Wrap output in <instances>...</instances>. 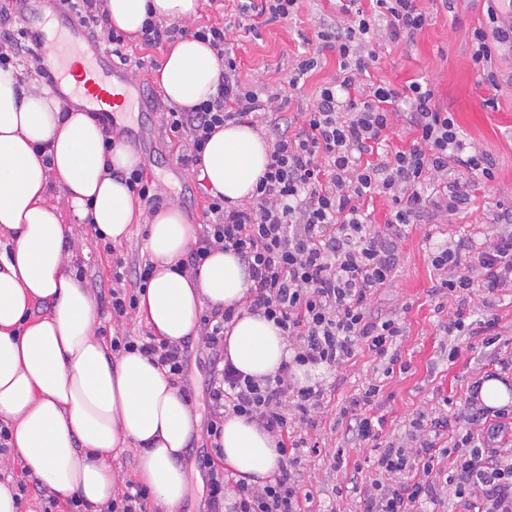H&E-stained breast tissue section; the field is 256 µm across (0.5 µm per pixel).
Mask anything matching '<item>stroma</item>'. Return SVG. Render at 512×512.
Wrapping results in <instances>:
<instances>
[{
  "label": "stroma",
  "instance_id": "obj_1",
  "mask_svg": "<svg viewBox=\"0 0 512 512\" xmlns=\"http://www.w3.org/2000/svg\"><path fill=\"white\" fill-rule=\"evenodd\" d=\"M420 5L430 16L429 25L409 47L382 44L377 75L397 87L414 80L431 82L439 102L454 112L462 132L491 155L497 177L490 190L477 191L475 198L457 213L429 224L407 227L395 278L376 291L373 299L374 309L394 314L403 327L399 360L392 373L380 375L373 356L364 349L358 350L336 372L319 368L314 373L315 378L333 382L334 389L317 428L319 451L303 460L298 471L299 483L303 491L313 495L315 503L332 507L334 512H365L366 508L363 495L341 492L343 475L332 467L336 452H343L348 463L359 465L358 479L363 484H370L378 476L373 447L354 444L345 435L339 410L346 399L359 393L368 381H377L381 391L372 413L381 421L382 441L407 447L416 433L442 446L448 435L464 431V423L452 424L447 435L438 436L428 427L413 431L412 419L418 413L440 407L446 398L455 407H463L470 387L494 372L496 356L512 354V289H506L490 295L472 292L467 308V317L472 321L487 315L498 317L501 339L496 349L485 348L480 338L463 336L459 339L457 357H449L445 326L456 302L437 290L430 254L435 242L445 244L462 236L482 240L497 207L512 206V51H504L496 58L504 88L498 109L482 107L468 33L485 23V0H457L450 12L443 9L440 0H421ZM335 12L333 0H300L291 19L269 23L254 35L239 28L233 0H226L220 13L210 7L208 0H199L197 21H220L230 26L243 81L266 82L287 79L297 55L317 54L314 24ZM142 55L144 67L129 68L128 74L133 85L140 87L146 109L132 113L134 125L126 130L127 143L139 156L144 172L153 178L157 188L163 189L164 200L176 203L199 233L207 222L206 192L198 172L187 170L178 161L180 139L166 132L162 125V114L169 103L158 89L155 72L165 51L146 49ZM80 231L86 240V250L77 254L75 267L88 288L110 285L114 257L124 258L132 266L149 261L145 225H133L129 237L110 252L105 250L103 240L95 237L92 228L84 225ZM200 344L197 337L189 341L191 355L183 390L199 416L201 428L193 436L184 458L191 494L175 512H206L208 508L207 478L197 459L209 446L204 427L209 419L207 385L212 368L199 359L196 350Z\"/></svg>",
  "mask_w": 512,
  "mask_h": 512
}]
</instances>
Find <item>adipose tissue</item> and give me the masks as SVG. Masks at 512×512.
Masks as SVG:
<instances>
[{
	"mask_svg": "<svg viewBox=\"0 0 512 512\" xmlns=\"http://www.w3.org/2000/svg\"><path fill=\"white\" fill-rule=\"evenodd\" d=\"M112 26L136 34L147 17L187 27L198 0H105ZM220 66L208 44L179 38L158 70L163 97L191 108L216 96ZM112 150H104V138ZM270 145L255 127L219 128L200 167L210 194L234 204L250 200L268 163ZM139 163L120 131L105 128L82 104L0 71V419L14 452L0 470L22 462L50 491L77 496L105 512L118 482L104 455L140 450L137 477L173 512L187 496L183 466L198 416L164 369L140 353L113 356L95 334L94 298L73 270L85 246L77 224L92 225L113 243L132 225L148 229L156 271L140 297L139 317L152 334L179 342L193 335L203 305L244 306L250 282L238 256L212 247L199 270L175 272L195 231L174 205L151 212L129 193L123 175ZM72 212L76 224L64 223ZM45 306L34 316L35 306ZM224 355L258 381L293 357L272 321L244 311L226 332ZM224 463L234 479L262 486L278 468L275 436L257 421L224 416Z\"/></svg>",
	"mask_w": 512,
	"mask_h": 512,
	"instance_id": "adipose-tissue-1",
	"label": "adipose tissue"
}]
</instances>
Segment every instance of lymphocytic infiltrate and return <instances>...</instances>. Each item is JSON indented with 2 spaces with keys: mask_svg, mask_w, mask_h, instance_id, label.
Listing matches in <instances>:
<instances>
[{
  "mask_svg": "<svg viewBox=\"0 0 512 512\" xmlns=\"http://www.w3.org/2000/svg\"><path fill=\"white\" fill-rule=\"evenodd\" d=\"M104 0H59L74 10L92 32L106 34L112 52L127 61L124 35L114 29ZM248 30L256 21L275 22L292 15L298 0H238ZM420 0H339L338 12L319 19L314 34L321 50L335 53L338 73L322 85L312 105L287 114L281 107L297 97L318 57L296 60L287 81L251 85L242 81L230 34L220 24L187 30L178 24L147 17L139 33L141 45L158 48L191 34L208 43L224 69L216 97L184 110L169 108L165 121L183 141L179 163L187 168L202 161L211 135L226 123L255 124L266 117L270 154L266 171L249 201L227 206L210 197L207 224L196 247L178 264L196 269L213 245L233 250L251 281L249 311L263 314L281 328L294 346L291 363L277 375L258 382L224 359V330L234 308L204 319L202 340L215 366L209 381L210 450L202 465L209 475L210 512H220L227 493H235L231 512H309L311 496L301 491L296 465L315 451L310 433L318 426L328 396L326 384L298 385L297 366L334 370L346 364L357 348L392 365L398 360L397 341L403 328L396 316L373 310L378 288L389 285L400 261L403 230L423 223L429 212L445 217L469 203L474 191L492 185L493 159L468 140L450 108L440 105L430 84L411 82L397 88L375 81L380 40L412 42L428 23ZM487 27L471 31L472 60L484 89L483 107L497 109L501 92L495 57L512 48V0H490ZM403 127L410 139L392 146L390 135ZM382 198L389 206L386 227L371 228L366 201ZM496 228L483 241H450L432 254L439 288L458 300L450 330L480 337L484 347L500 340L499 321L487 316L465 322L472 288L492 294L512 287V207L492 218ZM152 265L126 266L115 259L108 293L116 322L131 320L138 295L152 277ZM140 351L156 357L173 382L185 371L188 348L152 335L115 334L113 354ZM380 387L368 383L340 409L348 439L378 440L370 414ZM472 386L463 413L440 408L430 416L435 431L447 430L463 416L468 431L446 447L429 442L402 450L380 448L381 478L360 487L355 471L340 463L352 492L364 493L366 512H424L425 505L452 497L475 505L477 512H512V427L504 422L511 410H491ZM233 412L258 420L278 438L280 466L272 481L250 487L234 481L221 464L224 415ZM413 479L402 480L407 469Z\"/></svg>",
  "mask_w": 512,
  "mask_h": 512,
  "instance_id": "lymphocytic-infiltrate-1",
  "label": "lymphocytic infiltrate"
}]
</instances>
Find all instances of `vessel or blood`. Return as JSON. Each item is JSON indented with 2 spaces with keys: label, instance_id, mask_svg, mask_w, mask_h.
<instances>
[{
  "label": "vessel or blood",
  "instance_id": "1",
  "mask_svg": "<svg viewBox=\"0 0 512 512\" xmlns=\"http://www.w3.org/2000/svg\"><path fill=\"white\" fill-rule=\"evenodd\" d=\"M37 2L20 0V21L35 44L44 43L51 35L63 44L82 45V52L69 55L60 71L73 77L75 90L90 111L108 117L129 110L133 95L127 88L124 66L116 62L111 52L96 48L91 35L74 19L45 16L38 10Z\"/></svg>",
  "mask_w": 512,
  "mask_h": 512
}]
</instances>
